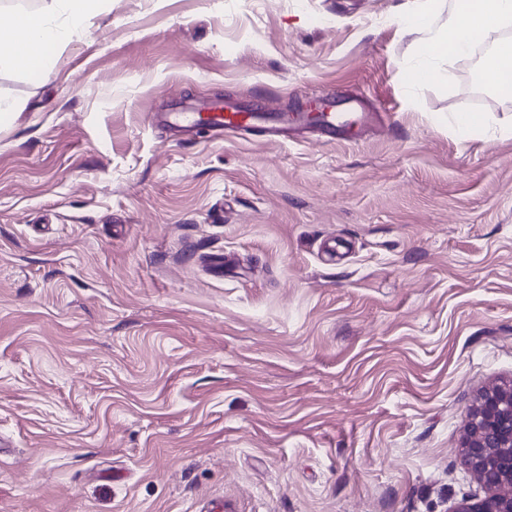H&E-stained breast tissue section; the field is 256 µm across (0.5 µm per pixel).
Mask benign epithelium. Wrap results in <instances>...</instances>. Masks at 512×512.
<instances>
[{"mask_svg":"<svg viewBox=\"0 0 512 512\" xmlns=\"http://www.w3.org/2000/svg\"><path fill=\"white\" fill-rule=\"evenodd\" d=\"M462 447L488 493L450 512H512V384L480 392Z\"/></svg>","mask_w":512,"mask_h":512,"instance_id":"obj_1","label":"benign epithelium"}]
</instances>
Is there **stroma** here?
Wrapping results in <instances>:
<instances>
[{
    "label": "stroma",
    "mask_w": 512,
    "mask_h": 512,
    "mask_svg": "<svg viewBox=\"0 0 512 512\" xmlns=\"http://www.w3.org/2000/svg\"><path fill=\"white\" fill-rule=\"evenodd\" d=\"M413 4L103 0L0 70V512L484 497L462 440L512 382V96L482 45L413 86ZM324 96L387 118L336 144L161 121Z\"/></svg>",
    "instance_id": "35a3bbf8"
}]
</instances>
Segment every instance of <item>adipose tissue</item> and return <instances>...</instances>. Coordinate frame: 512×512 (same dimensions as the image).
<instances>
[{
  "label": "adipose tissue",
  "mask_w": 512,
  "mask_h": 512,
  "mask_svg": "<svg viewBox=\"0 0 512 512\" xmlns=\"http://www.w3.org/2000/svg\"><path fill=\"white\" fill-rule=\"evenodd\" d=\"M98 0H66L63 18L44 10L13 11L9 28H0V67L25 70L46 60L72 37L87 35L90 18ZM415 29L421 33V50L412 67L413 84H422L437 75L439 58L468 56L479 44H489L479 71L495 90L512 87V0H478L475 7L449 11L443 24L427 15H418Z\"/></svg>",
  "instance_id": "1"
}]
</instances>
